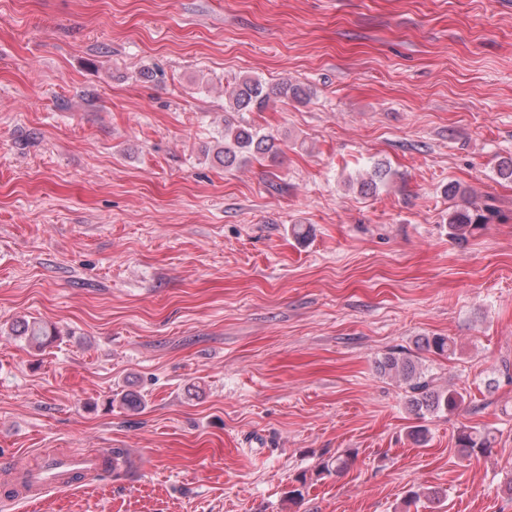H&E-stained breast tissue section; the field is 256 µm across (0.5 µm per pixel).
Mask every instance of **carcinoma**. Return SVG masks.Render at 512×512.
<instances>
[{"label": "carcinoma", "instance_id": "carcinoma-1", "mask_svg": "<svg viewBox=\"0 0 512 512\" xmlns=\"http://www.w3.org/2000/svg\"><path fill=\"white\" fill-rule=\"evenodd\" d=\"M228 102L235 112H261L268 106L270 92L263 83L254 78H240L227 84ZM276 94L303 102L310 96V91L299 84H284L276 89ZM222 146L216 152L224 167L230 168L242 162L248 156L276 157L280 153L278 138L271 133H263L247 122L235 126L224 123L221 134ZM505 219L493 200H486L470 207H461L448 211V236L457 241H466L487 225ZM11 331L24 337L29 348L41 351L51 344L55 332L41 320L22 319L12 325ZM423 348L438 355L455 353L454 341L447 336L425 337ZM377 369L399 378L406 385L408 403L415 415L448 413L457 411L465 402L462 392L450 386L441 387L435 378L425 374L419 368L418 360L405 351L389 353L379 361ZM495 441L490 430L474 427L462 428L457 436V447L462 455L473 457L486 452ZM350 455L338 454L320 467L323 474H341L348 469Z\"/></svg>", "mask_w": 512, "mask_h": 512}]
</instances>
